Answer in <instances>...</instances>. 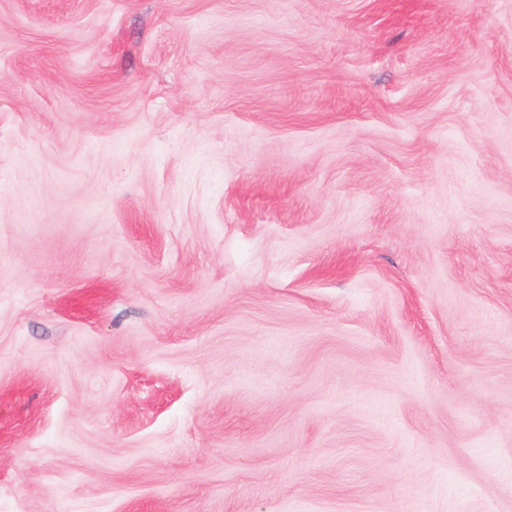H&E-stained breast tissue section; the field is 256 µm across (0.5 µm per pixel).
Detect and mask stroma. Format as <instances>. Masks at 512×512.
<instances>
[{
    "mask_svg": "<svg viewBox=\"0 0 512 512\" xmlns=\"http://www.w3.org/2000/svg\"><path fill=\"white\" fill-rule=\"evenodd\" d=\"M0 512H512V0H0Z\"/></svg>",
    "mask_w": 512,
    "mask_h": 512,
    "instance_id": "35a3bbf8",
    "label": "stroma"
}]
</instances>
